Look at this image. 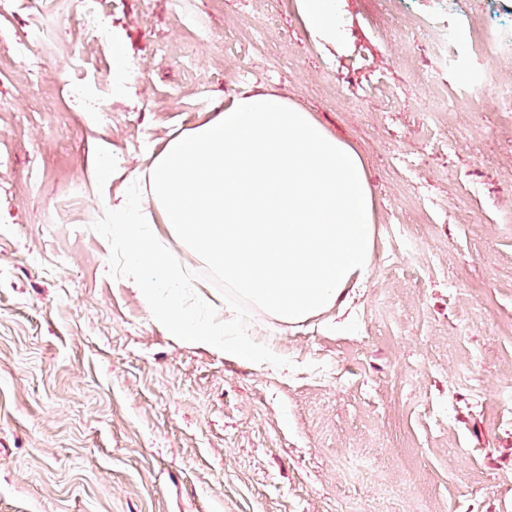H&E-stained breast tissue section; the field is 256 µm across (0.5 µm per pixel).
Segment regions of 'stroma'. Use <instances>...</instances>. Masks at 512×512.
<instances>
[{"label": "stroma", "instance_id": "1", "mask_svg": "<svg viewBox=\"0 0 512 512\" xmlns=\"http://www.w3.org/2000/svg\"><path fill=\"white\" fill-rule=\"evenodd\" d=\"M388 6L400 25L381 33L366 0H339L340 38L325 43L296 0H181L176 14L107 0L137 72L116 95L111 45L86 47L64 15L41 56L51 99L13 54L36 16L0 18V512H512V405L498 398L512 386V123L484 78L493 66L512 84V0ZM433 23L450 29L448 59ZM430 69L437 84L417 83ZM74 75L114 111L68 109ZM243 86L279 91L354 146L374 196L362 287L295 325L251 312L282 368L158 327L90 228L172 133ZM47 152L72 156L89 191L64 224L44 221L61 183L27 177Z\"/></svg>", "mask_w": 512, "mask_h": 512}]
</instances>
